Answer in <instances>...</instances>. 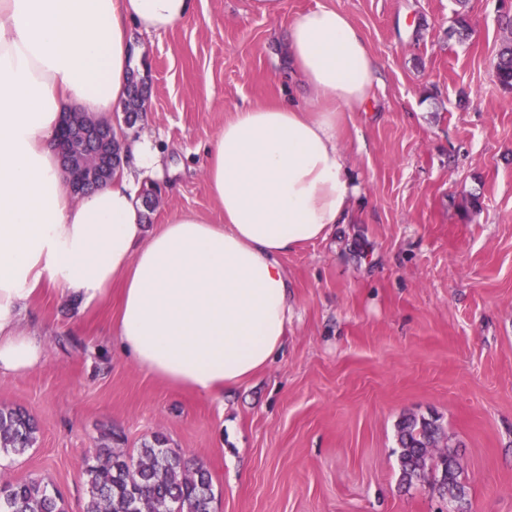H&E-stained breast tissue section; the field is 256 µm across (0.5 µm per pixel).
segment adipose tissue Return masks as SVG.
Segmentation results:
<instances>
[{
  "label": "adipose tissue",
  "instance_id": "ef3b65f1",
  "mask_svg": "<svg viewBox=\"0 0 512 512\" xmlns=\"http://www.w3.org/2000/svg\"><path fill=\"white\" fill-rule=\"evenodd\" d=\"M194 0H0V376L43 361L21 314L39 289L82 306L121 282L112 333L146 373L217 398L280 353L292 304L281 264L347 223L357 187L338 140L379 63L347 15L319 5L283 44L317 102L237 110L207 148L224 221L187 213L146 233L139 185L162 175L152 141L126 146L124 175L73 194L54 139L64 112L124 111L130 30L166 33Z\"/></svg>",
  "mask_w": 512,
  "mask_h": 512
}]
</instances>
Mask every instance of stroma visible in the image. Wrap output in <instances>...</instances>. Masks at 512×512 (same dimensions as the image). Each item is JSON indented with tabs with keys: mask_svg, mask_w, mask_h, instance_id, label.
Wrapping results in <instances>:
<instances>
[{
	"mask_svg": "<svg viewBox=\"0 0 512 512\" xmlns=\"http://www.w3.org/2000/svg\"><path fill=\"white\" fill-rule=\"evenodd\" d=\"M344 12L380 63L340 137L359 192L351 221L282 259L293 315L274 362L212 399L145 373L111 332L119 289L88 309L49 288L23 312L45 345L35 370L0 377V406L35 417L38 440L0 460L82 512L85 456L103 433L155 434L213 481L214 512H450L430 480L402 485L397 425L436 418L467 487L468 512H512V91L495 78L512 0H195L165 34L133 31L143 115L164 176L147 231L192 212L224 221L206 181L207 144L238 109L306 105L282 54L296 17Z\"/></svg>",
	"mask_w": 512,
	"mask_h": 512,
	"instance_id": "35a3bbf8",
	"label": "stroma"
}]
</instances>
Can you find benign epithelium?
Segmentation results:
<instances>
[{
	"label": "benign epithelium",
	"instance_id": "7a95c632",
	"mask_svg": "<svg viewBox=\"0 0 512 512\" xmlns=\"http://www.w3.org/2000/svg\"><path fill=\"white\" fill-rule=\"evenodd\" d=\"M55 143L73 190L83 193L118 176L120 141L76 116L60 126Z\"/></svg>",
	"mask_w": 512,
	"mask_h": 512
}]
</instances>
